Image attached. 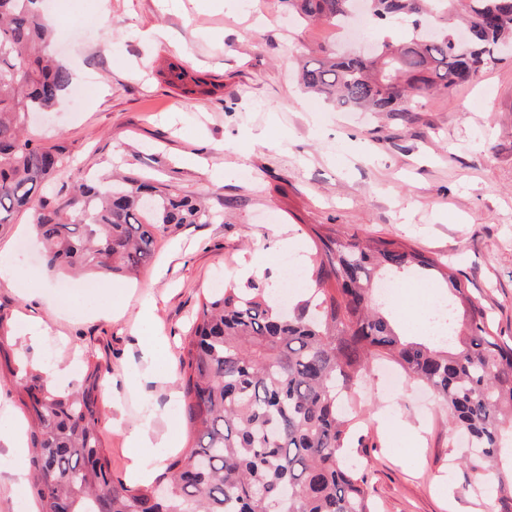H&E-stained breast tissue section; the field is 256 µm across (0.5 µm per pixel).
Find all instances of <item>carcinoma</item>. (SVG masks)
Returning <instances> with one entry per match:
<instances>
[{
	"label": "carcinoma",
	"instance_id": "1",
	"mask_svg": "<svg viewBox=\"0 0 512 512\" xmlns=\"http://www.w3.org/2000/svg\"><path fill=\"white\" fill-rule=\"evenodd\" d=\"M39 0H0V225L30 213L47 267L100 278L134 276L173 225L221 219L199 197L130 174L60 198L47 183L64 173L59 144L28 137L36 112L54 107L72 84L51 49L54 35ZM302 20L349 21L355 0H286ZM376 28L403 27L369 55L322 50L301 67L304 88L350 110L412 112L429 93L448 97L500 61L512 42V0H368ZM474 31L456 46L452 30ZM308 287L282 307L270 284L229 283L205 296L182 340L178 409L193 435L166 458L151 483L113 478L100 437L98 395L108 363H87L82 381L55 389L18 355L0 318V357L31 421L32 494L38 512H376L367 464L347 453L357 417L341 410L375 359L431 388L448 430L466 444L448 461L464 490L512 512V338L495 334L481 301L444 259L383 238L312 229ZM421 275L445 284L449 339L400 329L379 282Z\"/></svg>",
	"mask_w": 512,
	"mask_h": 512
}]
</instances>
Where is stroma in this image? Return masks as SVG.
<instances>
[{
  "instance_id": "1",
  "label": "stroma",
  "mask_w": 512,
  "mask_h": 512,
  "mask_svg": "<svg viewBox=\"0 0 512 512\" xmlns=\"http://www.w3.org/2000/svg\"><path fill=\"white\" fill-rule=\"evenodd\" d=\"M202 2L181 0L173 14L159 0H42L59 57L85 95L63 97L29 133L73 158L53 194L121 168L203 197L223 221L171 228L138 277L95 279L91 297L42 263L28 214L0 226V250L29 275L22 289L0 283V322L14 332L27 320L46 329L45 340L19 350L41 373L67 368L78 381L89 354L108 359L101 440L113 477L125 483L126 432L149 410L164 411L160 427L179 446L192 443L171 396L179 340L208 290L224 278L245 282L259 252L271 259L264 281L283 287L278 242L295 239L307 252L311 226L448 260L494 330L512 336V55L452 96H428L418 111L349 112L304 94L297 81L302 57L349 49L328 25L303 24L284 0ZM153 29L165 39H143ZM173 59L213 82V92L185 99L158 74ZM148 296L157 309L142 320ZM112 306L123 315H102ZM144 336L166 347L131 397L126 379ZM358 404L378 512H490L464 493L462 471L448 461V429L430 391L404 379L388 394L375 374ZM389 419L407 423L412 439L393 444ZM34 509L29 481L13 473L11 450L0 444V512Z\"/></svg>"
}]
</instances>
